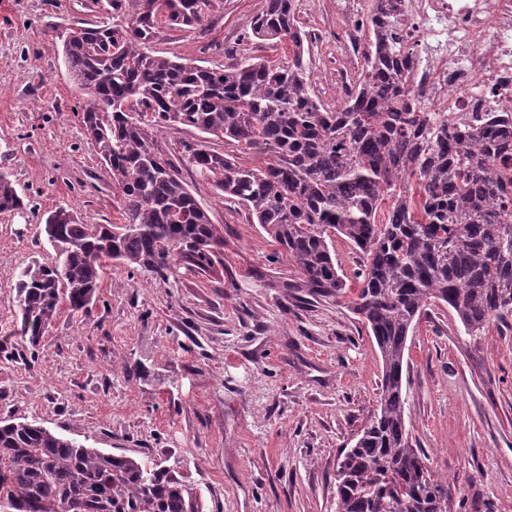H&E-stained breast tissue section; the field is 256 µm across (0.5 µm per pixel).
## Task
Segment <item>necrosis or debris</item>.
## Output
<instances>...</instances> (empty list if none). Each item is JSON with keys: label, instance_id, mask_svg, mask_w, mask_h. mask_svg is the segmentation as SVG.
Returning a JSON list of instances; mask_svg holds the SVG:
<instances>
[{"label": "necrosis or debris", "instance_id": "necrosis-or-debris-1", "mask_svg": "<svg viewBox=\"0 0 512 512\" xmlns=\"http://www.w3.org/2000/svg\"><path fill=\"white\" fill-rule=\"evenodd\" d=\"M411 82L456 123L472 112L512 113V0H405Z\"/></svg>", "mask_w": 512, "mask_h": 512}]
</instances>
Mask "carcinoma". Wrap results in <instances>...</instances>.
<instances>
[{
  "mask_svg": "<svg viewBox=\"0 0 512 512\" xmlns=\"http://www.w3.org/2000/svg\"><path fill=\"white\" fill-rule=\"evenodd\" d=\"M108 2L117 16L133 11L131 21L77 20L62 54L86 91L82 123L119 189L123 221L46 217L58 258L19 275L21 341L39 346L64 304L86 312L107 260L163 278L223 264V232L158 141L170 126L194 128L202 139L186 147L188 161L293 262L297 277L286 287L348 298L382 357L377 407L336 464V512H448V481L409 435L404 354L434 303L448 305L469 336L512 316V117L483 112L466 128L428 111L424 89L405 88L412 52L402 18H387L380 0L354 92L335 109L309 92V39L295 0H267L249 22L254 39L291 50L288 65L252 56L222 68L147 51L156 29L199 26L215 0ZM216 138L240 155L215 150ZM23 206L0 174V214ZM335 236L359 254L355 289L339 274ZM0 512H206V504L166 466L9 417L0 419Z\"/></svg>",
  "mask_w": 512,
  "mask_h": 512,
  "instance_id": "obj_1",
  "label": "carcinoma"
}]
</instances>
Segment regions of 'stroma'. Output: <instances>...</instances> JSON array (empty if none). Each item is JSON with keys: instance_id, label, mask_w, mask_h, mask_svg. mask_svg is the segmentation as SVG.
Returning a JSON list of instances; mask_svg holds the SVG:
<instances>
[{"instance_id": "35a3bbf8", "label": "stroma", "mask_w": 512, "mask_h": 512, "mask_svg": "<svg viewBox=\"0 0 512 512\" xmlns=\"http://www.w3.org/2000/svg\"><path fill=\"white\" fill-rule=\"evenodd\" d=\"M85 0H0V173L27 200L0 215V418H24L115 455L168 462L207 512H336V462L376 407L382 359L344 300H296L295 267L245 207L220 198L188 163L197 130L160 137L213 224L223 265L161 279L106 266L87 313L62 307L39 348L20 340L18 274L56 253L44 220L57 209L115 224L119 195L82 123L85 91L69 75L61 32L110 21ZM313 37L309 91L325 107L358 74L336 60L355 18L336 0H295ZM266 0H216L197 28H159L150 54L220 68L229 57L285 63L289 50L249 36ZM414 447L448 479L451 512H512V320L467 335L433 304L405 351Z\"/></svg>"}]
</instances>
